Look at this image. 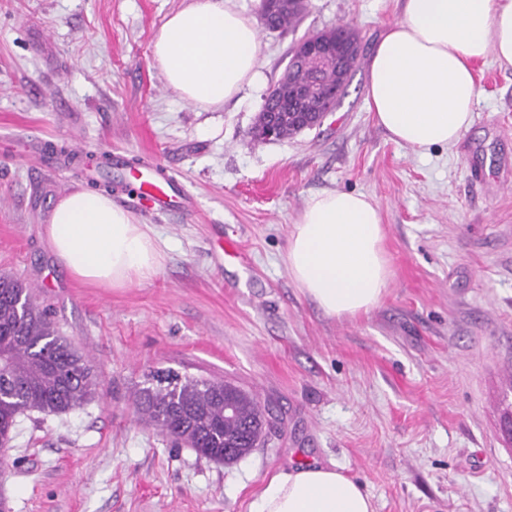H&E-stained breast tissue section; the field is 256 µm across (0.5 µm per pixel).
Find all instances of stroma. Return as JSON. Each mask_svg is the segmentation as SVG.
Masks as SVG:
<instances>
[{
    "instance_id": "1",
    "label": "stroma",
    "mask_w": 512,
    "mask_h": 512,
    "mask_svg": "<svg viewBox=\"0 0 512 512\" xmlns=\"http://www.w3.org/2000/svg\"><path fill=\"white\" fill-rule=\"evenodd\" d=\"M190 0H0V273L30 287L91 361L94 397L18 419L0 477L9 512H250L266 482L336 464L377 512H512V66H476L483 94L452 147L393 141L366 103L372 49L401 0H309L261 29L256 86L218 110L185 104L152 59ZM341 24L359 35L347 93L316 129L250 134L288 52ZM124 151L111 197L147 225L156 275L122 288L74 280L44 227L87 187L41 148ZM152 158L195 199L154 214L131 169ZM378 206L390 280L355 318L324 314L288 274V239L324 191ZM229 381L274 426L224 464L174 445L132 406L154 371Z\"/></svg>"
}]
</instances>
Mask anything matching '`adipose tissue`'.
Returning a JSON list of instances; mask_svg holds the SVG:
<instances>
[{
	"label": "adipose tissue",
	"instance_id": "ef3b65f1",
	"mask_svg": "<svg viewBox=\"0 0 512 512\" xmlns=\"http://www.w3.org/2000/svg\"><path fill=\"white\" fill-rule=\"evenodd\" d=\"M259 29L233 0H192L171 14L154 60L185 103L219 108L258 80ZM512 65V0H403L369 65L366 102L393 140L419 149L456 145L482 94L473 66L487 56ZM45 234L77 280L122 288L154 276L161 254L143 225L110 196L62 195ZM380 212L360 192L312 196L294 225L287 270L332 317L375 308L388 285ZM251 512H375L371 496L339 467L312 465L272 476Z\"/></svg>",
	"mask_w": 512,
	"mask_h": 512
}]
</instances>
